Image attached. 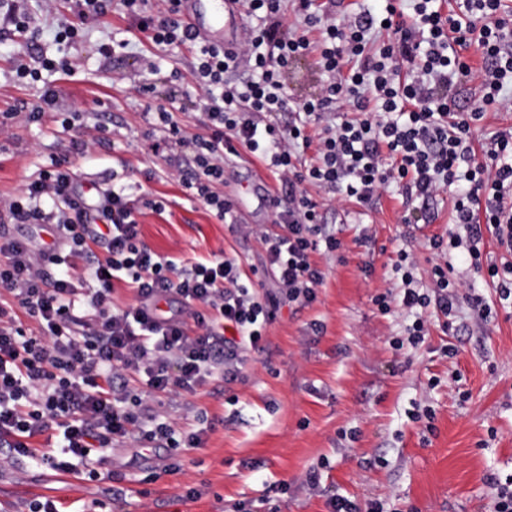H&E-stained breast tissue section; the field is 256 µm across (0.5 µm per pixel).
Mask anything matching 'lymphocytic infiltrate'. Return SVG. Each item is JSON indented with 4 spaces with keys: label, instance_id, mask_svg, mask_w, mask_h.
Segmentation results:
<instances>
[{
    "label": "lymphocytic infiltrate",
    "instance_id": "lymphocytic-infiltrate-1",
    "mask_svg": "<svg viewBox=\"0 0 512 512\" xmlns=\"http://www.w3.org/2000/svg\"><path fill=\"white\" fill-rule=\"evenodd\" d=\"M116 1L156 47L194 50L208 135L187 136L171 110L147 108L154 131L191 150L164 158L186 195L238 233L222 192L225 154L245 150L278 175L288 199H273L277 229L261 232L260 240L281 303L315 302L324 273L313 255L340 246L326 234L309 187L368 203L395 184L409 201L453 191V227L447 238H431L429 249L455 250L469 268L486 270L500 300L512 299V264H483L480 250L488 231L512 254V128L494 134L486 161L477 160L473 146L487 108L512 106V10L503 0H461L448 13L437 0H368L341 21L336 0H245L248 23L231 54L184 27L177 0H70L72 15L58 23L56 41L76 44L106 22ZM473 42L482 49L478 66L463 54ZM312 54L325 77L321 91L293 102L288 73ZM244 62L250 74L240 80ZM46 71L70 77L75 68L62 57L42 55L34 66L18 58L17 76L42 82L43 90L26 115L0 113L1 138L19 118L36 122L55 110L59 92L43 83ZM471 83L481 103L466 112L458 96ZM310 148L315 159L303 162ZM166 206L164 198L123 185L88 195L61 159L18 195L0 198L1 217L37 225L46 236L36 246L0 234V446L9 458L92 481L119 441L203 445L204 430L177 431L143 396L193 394L219 371L235 379L246 351L261 349L273 313L243 285L237 259L185 266L148 246L139 217ZM98 243L106 246L100 258L92 250ZM81 258L88 264L79 274ZM47 262L61 268L51 282ZM394 270L401 276L399 303L416 314L413 343L429 332L427 312L450 319L465 301L491 313L480 296L462 295L452 262L433 263L425 285L407 252ZM120 285L134 302L115 303ZM174 299L180 311L167 309ZM27 317L37 333L27 332ZM53 430L57 448L37 446Z\"/></svg>",
    "mask_w": 512,
    "mask_h": 512
}]
</instances>
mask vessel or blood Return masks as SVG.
Segmentation results:
<instances>
[{
    "mask_svg": "<svg viewBox=\"0 0 512 512\" xmlns=\"http://www.w3.org/2000/svg\"><path fill=\"white\" fill-rule=\"evenodd\" d=\"M180 12L205 43L236 50L245 16L242 0H181Z\"/></svg>",
    "mask_w": 512,
    "mask_h": 512,
    "instance_id": "vessel-or-blood-1",
    "label": "vessel or blood"
}]
</instances>
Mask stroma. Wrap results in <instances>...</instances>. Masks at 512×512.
Segmentation results:
<instances>
[{
  "mask_svg": "<svg viewBox=\"0 0 512 512\" xmlns=\"http://www.w3.org/2000/svg\"><path fill=\"white\" fill-rule=\"evenodd\" d=\"M28 5L34 52L66 54L79 65L58 86L60 107L78 110L81 127L62 130L49 114L17 124L11 139L0 140V196L19 194L50 157L68 158L79 182H117L166 199L164 213L147 209L140 217L143 239L157 252L185 264L237 258L244 284L276 294L257 236L272 229L273 210L250 192L264 163L246 153L224 157V194L239 199L244 224L256 230L243 238L188 199L147 135L144 101L134 92L143 83L154 85V104L171 109L188 135L206 134L192 51L155 47L118 6L79 45H58L52 31L68 15V0L49 10L42 0ZM108 39L130 47L102 57L97 46ZM22 42L0 28V111L40 94L15 78ZM143 54L154 58L157 73L143 70ZM82 135L107 141L82 154L72 147ZM310 193L341 243L313 256L325 274L316 302L281 306L266 327L264 350L249 352L236 381L218 375L196 394L164 401L176 428L206 429L204 446L120 443L101 465L103 480L83 483L0 454V512H27L38 496L55 500L59 512L92 504L96 512H237L243 501L252 512H328L334 493L381 504L383 512H491L493 480L512 475V302L500 300L488 278L456 266L491 316L462 306L451 326L431 319L424 342L409 344L412 317L397 307L381 312L373 299L397 297L394 264L402 249L415 257L416 279L427 282L435 257L425 243L448 234L449 194L413 210L396 187L371 204L340 202L315 187ZM398 339L404 345L397 350ZM448 346L455 357L445 355ZM313 466L321 471L315 492L300 485ZM191 487L198 499H187Z\"/></svg>",
  "mask_w": 512,
  "mask_h": 512,
  "instance_id": "35a3bbf8",
  "label": "stroma"
}]
</instances>
